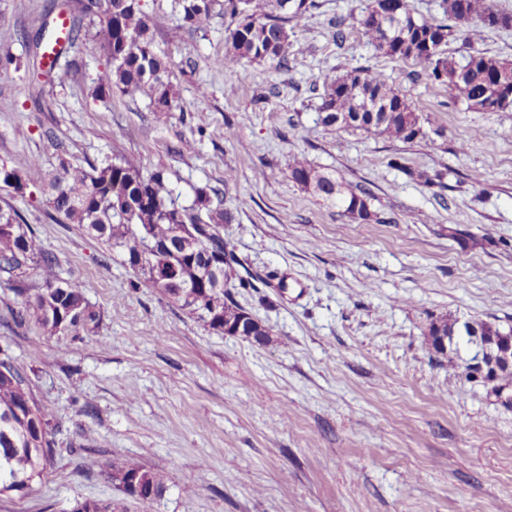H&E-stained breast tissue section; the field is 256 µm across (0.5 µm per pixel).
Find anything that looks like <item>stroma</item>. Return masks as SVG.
Returning <instances> with one entry per match:
<instances>
[{"label": "stroma", "instance_id": "obj_1", "mask_svg": "<svg viewBox=\"0 0 512 512\" xmlns=\"http://www.w3.org/2000/svg\"><path fill=\"white\" fill-rule=\"evenodd\" d=\"M85 0H0V161L57 164L139 157L166 170L173 196L223 190L224 241L238 260L225 289L270 330L264 344L214 331L134 277L78 225L47 218L37 187L0 190L86 286L101 320L50 336L16 325L0 286V347L34 372L36 399L62 419L56 454L0 512H73L121 498L114 461L161 475V498L130 512H512V406L429 351L441 315L512 324V110L472 112L414 60L384 56L361 21L368 0H316L298 22L287 68L247 76L215 66L227 18L203 32L159 16L158 50L175 88L157 121L146 100L96 99L107 68L91 42L45 72L38 35L58 12L88 28ZM349 24L335 41L336 18ZM512 62V27L446 55ZM370 67L428 116L403 143L322 124L321 74ZM190 149H183V142ZM302 155L370 193L361 223L293 182ZM233 183H225L226 173ZM100 465L88 471L84 452Z\"/></svg>", "mask_w": 512, "mask_h": 512}]
</instances>
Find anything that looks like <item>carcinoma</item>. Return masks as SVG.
<instances>
[{
    "instance_id": "cac0c4a2",
    "label": "carcinoma",
    "mask_w": 512,
    "mask_h": 512,
    "mask_svg": "<svg viewBox=\"0 0 512 512\" xmlns=\"http://www.w3.org/2000/svg\"><path fill=\"white\" fill-rule=\"evenodd\" d=\"M219 0H171V10L192 30L206 29ZM231 18L227 49L215 60L220 67L247 72L249 62H271L288 67L293 45L290 21L316 7L315 0H224ZM442 19L419 20L408 0H369L362 24L375 48L385 55L413 59L424 65L430 80L446 86L448 98L477 112L512 109L509 91L494 80L497 69L512 63L476 51L461 60L444 55L443 46L454 33L469 41L485 31L512 26V16L494 9L492 0H440ZM91 38L107 56L110 67L98 78L94 97L112 94L145 97L148 107L164 116L173 107V85L167 66L155 46V22L141 0H87ZM325 88L319 112L327 127L382 135L405 143L428 138L429 118L415 112L403 95L376 69H361L343 76H322ZM58 165L45 171L32 157L24 168L0 163V183L16 192L40 183L47 193L49 218L58 224H77L124 256V263L150 288L155 289L198 321L217 331L242 327L240 337L255 343L269 341L270 330L258 318L224 297V279L237 262L224 245L222 228L232 219L222 207L221 192L197 188L193 202L179 205L172 197L165 172L144 175L140 161L117 154L101 163H74L68 145L53 140ZM291 179L330 205L363 222L371 218L367 193L359 186L316 168L302 157L289 163ZM35 272L38 280L30 279ZM0 282L21 298L13 312L19 322L31 321L55 335L77 326L96 324L99 316L85 296V285L60 276L57 257L19 210L0 206ZM473 325L488 347L512 348V325L475 320ZM469 328L457 319L433 318L427 344L437 355L456 364L460 342L470 343ZM488 375L480 382L498 394L512 391V359L485 360ZM0 494L24 495L43 475L54 454L53 430L60 419L42 407L30 389L27 374L12 355L0 350ZM23 411L41 432L21 421ZM153 487L155 497L166 490L163 478L132 460L112 464V480L126 486L130 476ZM74 512H127L125 500H90Z\"/></svg>"
}]
</instances>
